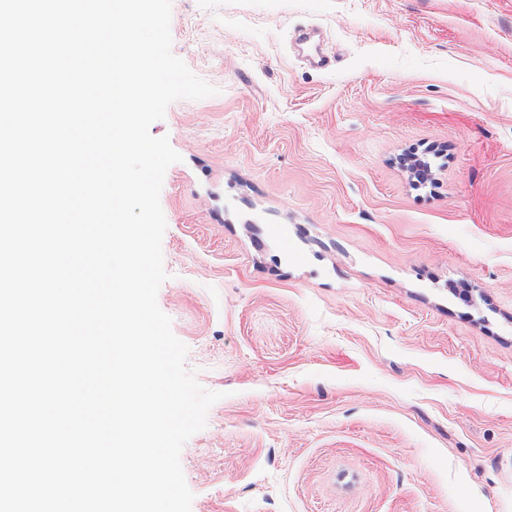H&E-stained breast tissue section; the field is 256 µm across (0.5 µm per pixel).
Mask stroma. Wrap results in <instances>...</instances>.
Listing matches in <instances>:
<instances>
[{"label": "stroma", "instance_id": "stroma-1", "mask_svg": "<svg viewBox=\"0 0 512 512\" xmlns=\"http://www.w3.org/2000/svg\"><path fill=\"white\" fill-rule=\"evenodd\" d=\"M157 302L224 397L192 512H512V0H172ZM426 160L433 183L403 166Z\"/></svg>", "mask_w": 512, "mask_h": 512}]
</instances>
